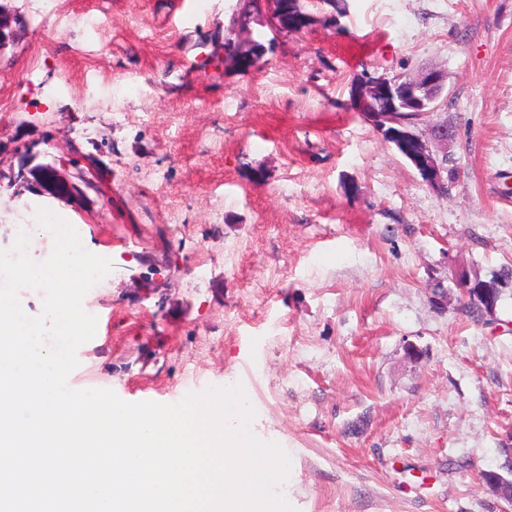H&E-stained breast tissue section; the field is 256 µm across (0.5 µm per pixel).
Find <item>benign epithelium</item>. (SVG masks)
I'll list each match as a JSON object with an SVG mask.
<instances>
[{
  "mask_svg": "<svg viewBox=\"0 0 512 512\" xmlns=\"http://www.w3.org/2000/svg\"><path fill=\"white\" fill-rule=\"evenodd\" d=\"M270 14L274 23L281 29L292 30L285 12L284 0H268ZM448 74L436 66H425L411 74L369 76L360 81L355 88L353 101L358 111L372 122L381 132L384 140L394 144L402 156L418 171L422 180L432 189L445 188L448 178V141L453 131L446 125H438L424 137L403 125L396 116L398 112H429L432 104L445 90ZM385 99L391 111L380 112L374 102ZM466 297L480 298L486 307L493 308L497 301L496 288L482 285L477 288H465ZM483 485L500 499L512 502V478L507 479L499 472L487 470L482 475Z\"/></svg>",
  "mask_w": 512,
  "mask_h": 512,
  "instance_id": "7a95c632",
  "label": "benign epithelium"
}]
</instances>
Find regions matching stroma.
Here are the masks:
<instances>
[{"label": "stroma", "mask_w": 512, "mask_h": 512, "mask_svg": "<svg viewBox=\"0 0 512 512\" xmlns=\"http://www.w3.org/2000/svg\"><path fill=\"white\" fill-rule=\"evenodd\" d=\"M36 2L6 3L0 248L25 197L111 260L90 375L242 383L296 512H512L480 480L512 474V282L469 313L455 281L512 266V0H302L290 32L248 0H51V40ZM428 65L444 196L351 98Z\"/></svg>", "instance_id": "obj_1"}]
</instances>
